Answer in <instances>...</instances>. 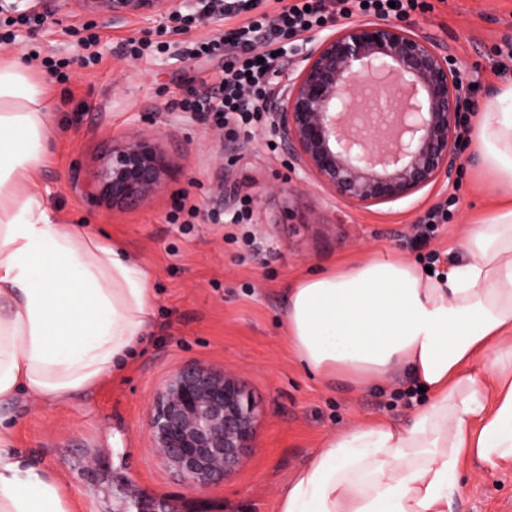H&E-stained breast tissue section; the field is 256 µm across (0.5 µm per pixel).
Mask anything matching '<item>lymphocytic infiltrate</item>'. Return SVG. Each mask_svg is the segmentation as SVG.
Wrapping results in <instances>:
<instances>
[{
  "label": "lymphocytic infiltrate",
  "instance_id": "f902f5d3",
  "mask_svg": "<svg viewBox=\"0 0 512 512\" xmlns=\"http://www.w3.org/2000/svg\"><path fill=\"white\" fill-rule=\"evenodd\" d=\"M261 0H226L225 34L188 44L186 59L212 64L215 76L204 90H193L173 108L195 115L231 136H250L273 76L288 55L290 39L326 28L334 15L386 19L428 11L427 0H289L276 15L258 13Z\"/></svg>",
  "mask_w": 512,
  "mask_h": 512
}]
</instances>
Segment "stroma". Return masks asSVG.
I'll return each mask as SVG.
<instances>
[{"label":"stroma","instance_id":"obj_1","mask_svg":"<svg viewBox=\"0 0 512 512\" xmlns=\"http://www.w3.org/2000/svg\"><path fill=\"white\" fill-rule=\"evenodd\" d=\"M430 11L408 25L454 58L473 104L494 95L504 80L496 48L512 37V0H429ZM46 21L1 47L18 59L78 54L88 23L101 35L96 66L73 69L54 81L39 63L30 71L53 103L47 132L49 160L32 188L51 203L61 224H88L106 241L123 243L152 269L157 331L120 377L82 396L45 402L20 395L0 407L15 445L30 462L55 475L80 512H277L290 476L331 434L361 420L406 419L411 410L396 374L384 388L322 380L296 362L282 328L287 288L295 280L340 263L392 251L423 265L446 261L450 246L491 207L493 192L475 184L476 157L465 149L452 177L391 205L355 207L290 168L267 121L249 137L228 138L172 109L209 73L182 59L189 42L227 30L223 16L170 33L171 48L132 61L124 40L148 37L163 17L112 24L74 10L51 12L31 0ZM139 133L154 139L170 161L164 187L135 205L98 195L96 179L113 147ZM199 215L172 224L178 195ZM249 199V224H214L210 210L232 215ZM447 204L448 221L427 236L424 214ZM200 362L237 374L253 393L263 418L256 449L230 477L205 491L189 489L159 459L147 432L153 393L183 366ZM464 493L449 512H502L512 504V469L462 472Z\"/></svg>","mask_w":512,"mask_h":512}]
</instances>
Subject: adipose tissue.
Here are the masks:
<instances>
[{
	"label": "adipose tissue",
	"mask_w": 512,
	"mask_h": 512,
	"mask_svg": "<svg viewBox=\"0 0 512 512\" xmlns=\"http://www.w3.org/2000/svg\"><path fill=\"white\" fill-rule=\"evenodd\" d=\"M50 120L28 67L1 55L0 404L118 377L155 326L151 270L95 230L57 223L31 191ZM474 148L497 202L440 270L386 252L289 288L284 330L305 369L364 385L404 368L425 400L407 421L328 437L278 512H448L467 463L512 468V80L485 101ZM0 512H73L1 420Z\"/></svg>",
	"instance_id": "adipose-tissue-1"
}]
</instances>
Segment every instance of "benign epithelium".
I'll list each match as a JSON object with an SVG mask.
<instances>
[{
    "label": "benign epithelium",
    "mask_w": 512,
    "mask_h": 512,
    "mask_svg": "<svg viewBox=\"0 0 512 512\" xmlns=\"http://www.w3.org/2000/svg\"><path fill=\"white\" fill-rule=\"evenodd\" d=\"M114 24L179 14L183 0H54ZM469 95L452 55L405 25L360 22L314 42L294 61L281 97L265 103L269 131L288 157L345 203L394 204L462 162ZM170 164L156 142L132 135L112 149L98 191L141 201ZM262 413L229 371L192 363L151 398L148 431L161 461L193 490L235 473L255 447Z\"/></svg>",
    "instance_id": "obj_1"
}]
</instances>
